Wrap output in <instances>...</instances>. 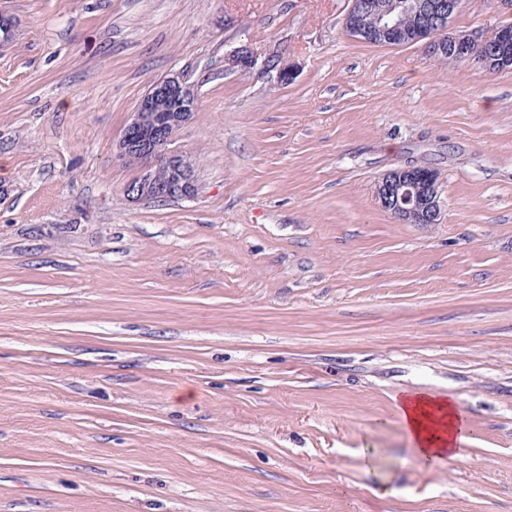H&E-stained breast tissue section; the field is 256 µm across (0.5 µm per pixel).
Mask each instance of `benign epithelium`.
Here are the masks:
<instances>
[{"label": "benign epithelium", "instance_id": "1", "mask_svg": "<svg viewBox=\"0 0 512 512\" xmlns=\"http://www.w3.org/2000/svg\"><path fill=\"white\" fill-rule=\"evenodd\" d=\"M461 0H351L344 18L346 31L359 40L380 43H425L436 55L476 62L489 72L512 63V27L503 24L487 34L441 37V25L456 14ZM228 66L244 74L253 71L277 84L293 79L292 66L276 56L259 59L247 46L226 55ZM197 94L182 75L153 82L132 113L116 148V159L132 163L136 178L124 189L130 203L192 199L197 193L195 167L190 155L171 148L177 130L196 112ZM438 176L432 169L395 168L376 184L379 204L395 219L412 224H436Z\"/></svg>", "mask_w": 512, "mask_h": 512}]
</instances>
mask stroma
<instances>
[{
	"instance_id": "1",
	"label": "stroma",
	"mask_w": 512,
	"mask_h": 512,
	"mask_svg": "<svg viewBox=\"0 0 512 512\" xmlns=\"http://www.w3.org/2000/svg\"><path fill=\"white\" fill-rule=\"evenodd\" d=\"M0 9V512H512V69L357 41L348 0ZM175 74L198 192L128 203L115 146ZM407 165L439 223L378 205ZM411 389L454 398L463 458L419 459ZM225 59L231 69H237L244 74L257 70L277 84H286L294 76L292 66L285 64L278 56L265 57L259 61L258 54L247 46L232 49Z\"/></svg>"
}]
</instances>
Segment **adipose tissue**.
<instances>
[{"label":"adipose tissue","mask_w":512,"mask_h":512,"mask_svg":"<svg viewBox=\"0 0 512 512\" xmlns=\"http://www.w3.org/2000/svg\"><path fill=\"white\" fill-rule=\"evenodd\" d=\"M394 405L409 442L421 458H460L468 441V427L451 399L426 392H403L395 396Z\"/></svg>","instance_id":"ef3b65f1"}]
</instances>
